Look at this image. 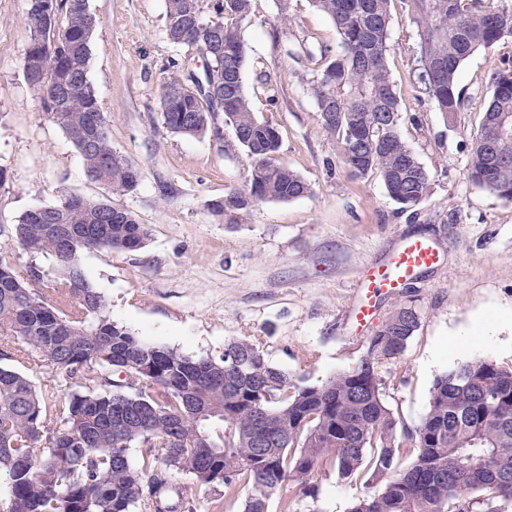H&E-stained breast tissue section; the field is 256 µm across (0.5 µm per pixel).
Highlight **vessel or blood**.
Here are the masks:
<instances>
[{
	"label": "vessel or blood",
	"instance_id": "1",
	"mask_svg": "<svg viewBox=\"0 0 512 512\" xmlns=\"http://www.w3.org/2000/svg\"><path fill=\"white\" fill-rule=\"evenodd\" d=\"M438 260L439 252L431 243L415 238L402 240L387 262L365 266L359 279L364 297L352 313L358 329H365L374 322L377 313L375 298L397 294L418 271L434 266Z\"/></svg>",
	"mask_w": 512,
	"mask_h": 512
}]
</instances>
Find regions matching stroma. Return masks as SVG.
Here are the masks:
<instances>
[{
  "mask_svg": "<svg viewBox=\"0 0 512 512\" xmlns=\"http://www.w3.org/2000/svg\"><path fill=\"white\" fill-rule=\"evenodd\" d=\"M100 19L89 78L112 125V145L139 168L123 205L152 235L137 251H86L85 271L108 301L112 320L136 336L197 356H217L229 339L258 340L293 379L318 384L355 365L372 336L356 331L352 310L363 266L385 261L406 238H424L441 254L394 296L380 297L377 318L413 307L419 326L402 356L403 382L386 401L401 423L426 411L434 379L472 359L512 362V330L491 309L512 311V203L467 177L471 139L490 95V76L512 68V39L474 53L460 84L467 108L446 119L415 88L417 38L395 0L387 56L401 97L400 132L430 174V191L403 211L377 174L345 170L334 137L321 127L309 87L312 56L335 53L339 38L310 0H252L245 26V88L255 117L277 127L276 163L299 173L312 191L266 201L225 219L214 204L246 186V157L233 130L221 138L169 131L160 85L202 60L166 35L165 0H88ZM27 0H0V224L63 195L96 198L72 143L41 111L22 61ZM300 512H348L361 485L322 475Z\"/></svg>",
  "mask_w": 512,
  "mask_h": 512,
  "instance_id": "35a3bbf8",
  "label": "stroma"
}]
</instances>
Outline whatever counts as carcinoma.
Returning a JSON list of instances; mask_svg holds the SVG:
<instances>
[{"label":"carcinoma","mask_w":512,"mask_h":512,"mask_svg":"<svg viewBox=\"0 0 512 512\" xmlns=\"http://www.w3.org/2000/svg\"><path fill=\"white\" fill-rule=\"evenodd\" d=\"M193 11H188V3ZM329 17L340 50L321 57L310 84L323 130L342 164L378 173L400 209L428 195L430 174L400 133V95L387 65L394 0H311ZM418 38L415 88L452 119L466 108V60L512 38V0H402ZM26 14L24 74L46 118L105 190L80 204L64 196L0 225V472L9 477L0 512H197L201 499L240 503V512H296L317 476L363 486L348 512H505L512 504V364L474 359L438 376L417 426L399 423L385 400L395 368L418 326L396 307L357 364L317 385L292 379L247 337L224 354L193 358L144 343L107 312L87 278L81 252L144 247L150 227L118 198L139 170L112 147L111 124L88 72L93 29L87 0H57ZM212 9L217 19L205 17ZM251 0H166L169 39L208 59L203 73L224 88L225 124L247 159L244 195L292 201L310 184L274 163L280 134L259 122L244 88L242 35ZM62 86L76 91L57 97ZM491 94L472 136L468 178L512 203V69L491 78ZM160 108L173 133L206 134L217 112L191 75L167 78ZM98 128L85 144L89 117ZM53 258L58 280L19 269L16 249ZM31 361L69 380L72 390L38 387L11 363ZM141 462L134 465L131 450ZM410 459L403 465L404 459ZM288 494H283V486Z\"/></svg>","instance_id":"1"}]
</instances>
